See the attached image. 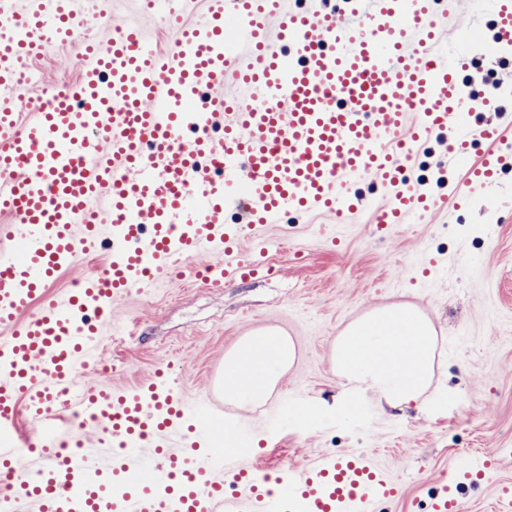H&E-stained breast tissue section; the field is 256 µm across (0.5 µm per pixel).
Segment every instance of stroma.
<instances>
[{
    "instance_id": "35a3bbf8",
    "label": "stroma",
    "mask_w": 512,
    "mask_h": 512,
    "mask_svg": "<svg viewBox=\"0 0 512 512\" xmlns=\"http://www.w3.org/2000/svg\"><path fill=\"white\" fill-rule=\"evenodd\" d=\"M112 19H134L166 49L168 23L140 0H110ZM37 88L75 81L76 49L50 47L31 63ZM364 201L340 229L326 215L273 225L265 264L248 279L220 286L187 277L124 297L112 315L130 336L99 347L106 376L93 384L131 389L170 366L190 405L208 404L224 419L243 418L248 460L285 467L332 453L375 452L400 486L380 512H427L432 488L453 484L464 457H491V483L469 492L468 512H497L499 488L512 487V168L465 208L408 216L378 229L381 186L361 183ZM409 303L439 337L435 377L424 401L378 406L365 396L355 419L335 416L344 397L333 345L355 318ZM275 327L299 350L271 399L255 409L207 401L224 372V355L241 336ZM295 403L330 412L309 429L283 426L278 412Z\"/></svg>"
}]
</instances>
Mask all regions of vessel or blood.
<instances>
[{"mask_svg":"<svg viewBox=\"0 0 512 512\" xmlns=\"http://www.w3.org/2000/svg\"><path fill=\"white\" fill-rule=\"evenodd\" d=\"M188 6L169 0V52L126 24L86 43L76 82L53 86L27 118L16 64L72 41L76 0H0L1 14L23 15L0 30V214L11 218L0 225V512H377L397 487L371 454L289 465L279 491L265 490L258 466L197 451L166 374L126 392L90 384L93 348L113 304L179 263L206 252L209 282L243 279L257 268L243 232L288 213L344 223L358 209L356 183L386 188L382 227L437 209L440 196L409 187L426 145L463 167L464 179L447 178L458 201L496 184L512 98L492 81L462 96L472 58L437 48L457 0H376L356 27L340 17L357 0H208L185 24ZM490 27L512 43V0H495ZM464 109L496 118L465 125ZM478 143L487 150L476 158ZM101 254L102 270L50 298L61 270ZM64 396L111 429L113 483L81 450L48 458ZM31 455L35 481L22 466ZM484 475L432 495L430 512H464L463 485Z\"/></svg>","mask_w":512,"mask_h":512,"instance_id":"1","label":"vessel or blood"}]
</instances>
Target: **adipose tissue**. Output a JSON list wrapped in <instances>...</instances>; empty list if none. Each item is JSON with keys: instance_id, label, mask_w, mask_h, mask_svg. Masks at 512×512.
<instances>
[{"instance_id": "obj_1", "label": "adipose tissue", "mask_w": 512, "mask_h": 512, "mask_svg": "<svg viewBox=\"0 0 512 512\" xmlns=\"http://www.w3.org/2000/svg\"><path fill=\"white\" fill-rule=\"evenodd\" d=\"M333 352L336 373L351 396L340 412L353 416L359 411L356 395L367 392L392 407L418 402L434 379L438 336L423 312L399 303L347 325ZM296 358L294 342L281 330L261 328L243 336L224 356L225 403L263 405Z\"/></svg>"}]
</instances>
